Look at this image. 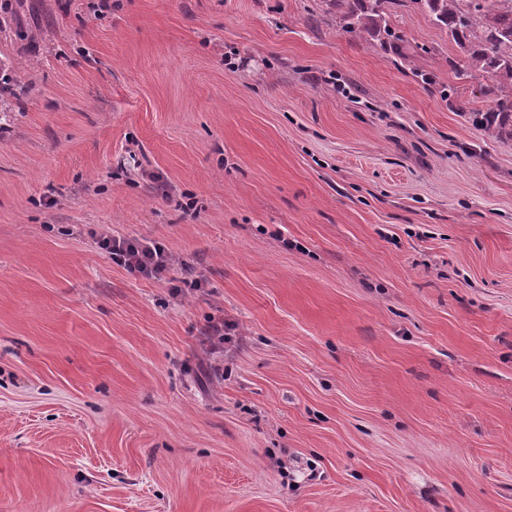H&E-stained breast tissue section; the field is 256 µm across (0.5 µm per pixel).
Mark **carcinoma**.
<instances>
[{
  "mask_svg": "<svg viewBox=\"0 0 512 512\" xmlns=\"http://www.w3.org/2000/svg\"><path fill=\"white\" fill-rule=\"evenodd\" d=\"M343 31L365 34L384 47L392 37L387 12L401 0H328ZM459 48L457 75L480 72L493 81V105L476 113L491 138L512 143V0H409Z\"/></svg>",
  "mask_w": 512,
  "mask_h": 512,
  "instance_id": "carcinoma-1",
  "label": "carcinoma"
}]
</instances>
